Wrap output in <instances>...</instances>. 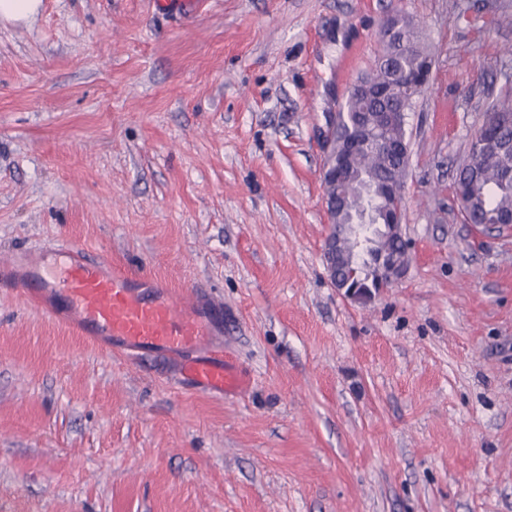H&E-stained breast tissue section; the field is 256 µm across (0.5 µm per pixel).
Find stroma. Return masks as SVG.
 I'll list each match as a JSON object with an SVG mask.
<instances>
[{
	"label": "stroma",
	"mask_w": 512,
	"mask_h": 512,
	"mask_svg": "<svg viewBox=\"0 0 512 512\" xmlns=\"http://www.w3.org/2000/svg\"><path fill=\"white\" fill-rule=\"evenodd\" d=\"M407 274L334 287L321 131L393 9ZM512 69V0H41L0 20V254L77 246L224 304L227 399L0 286V512H512V226L454 191Z\"/></svg>",
	"instance_id": "1"
}]
</instances>
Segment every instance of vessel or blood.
Returning a JSON list of instances; mask_svg holds the SVG:
<instances>
[{"instance_id": "1", "label": "vessel or blood", "mask_w": 512, "mask_h": 512, "mask_svg": "<svg viewBox=\"0 0 512 512\" xmlns=\"http://www.w3.org/2000/svg\"><path fill=\"white\" fill-rule=\"evenodd\" d=\"M14 266V259L0 258V282L23 299L39 296L56 321L134 358L167 356L206 392L235 398L247 389L236 363L213 344L224 333V305L202 289L175 291L150 275L132 277L78 248L27 260L20 281Z\"/></svg>"}]
</instances>
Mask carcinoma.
<instances>
[{
	"label": "carcinoma",
	"instance_id": "1",
	"mask_svg": "<svg viewBox=\"0 0 512 512\" xmlns=\"http://www.w3.org/2000/svg\"><path fill=\"white\" fill-rule=\"evenodd\" d=\"M396 30L395 36L387 37L382 31L383 49L371 71L360 77L359 85L382 86L386 95L381 100L362 94L348 97L343 111L354 117L360 112H382L411 109L413 96L422 83L408 84L404 77L424 75L429 70L433 54L426 42L423 28L409 15L396 14L387 19ZM487 131L495 132L494 143L470 156L458 168L455 187L460 196V206L466 222L470 224H496L501 216L512 213V160L500 145L512 140V87L505 88L486 112L482 124L476 130L481 137ZM378 142L407 139V121L373 131ZM408 158L385 154L378 146L367 147L349 160L344 181L328 188V193L340 202L336 212V234L342 236V244L336 255L339 274L337 287L350 290L354 285L378 289L382 276L399 275V266L409 261L401 239L386 229H374L368 238L370 254L384 256L394 266L383 271L378 264L367 268L366 278H349L348 273L364 261L357 230L351 220L371 209L383 211L388 207L381 193L385 181L404 182Z\"/></svg>",
	"mask_w": 512,
	"mask_h": 512
}]
</instances>
